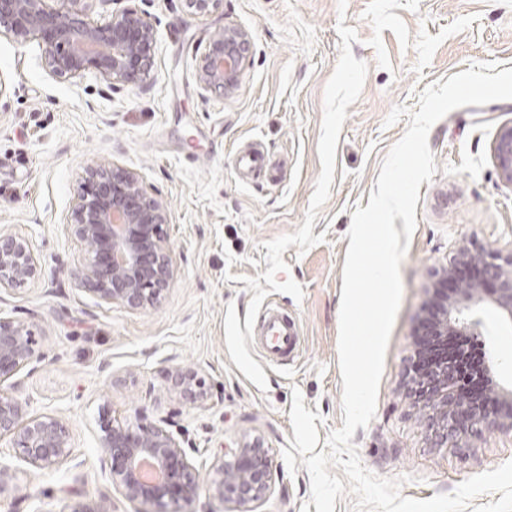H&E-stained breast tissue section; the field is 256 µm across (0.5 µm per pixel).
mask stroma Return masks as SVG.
<instances>
[{
  "mask_svg": "<svg viewBox=\"0 0 512 512\" xmlns=\"http://www.w3.org/2000/svg\"><path fill=\"white\" fill-rule=\"evenodd\" d=\"M124 6L157 28L155 78L145 85L111 90L91 74L59 81L36 45L0 37V231L25 237L41 261L36 279L0 291V317L27 326L38 354L0 390L30 401L31 413L60 417L70 433L66 456L44 470L0 439L11 474L0 512L101 502L140 512L99 448L107 421L138 411L183 432L200 468L246 441L267 448L275 486L251 512H301L310 475L292 445V392L321 415L324 451L344 418L339 310L352 214L368 206L410 122L385 120L471 64L512 69V0H217L204 15L186 0H109L94 17ZM225 26L248 33V62L236 89L207 92L196 79L200 54ZM509 124L512 100H503L453 110L429 132L437 171L419 188L376 413L352 438L365 468L403 478L408 498L453 492L512 461L510 431L467 448L435 445L402 394L423 311L438 299L433 270L465 244L512 253V184L492 156ZM252 142L264 162L240 172L235 158ZM96 158L138 171L170 213L174 281L143 310L101 302L71 277L86 255L67 222ZM270 302L299 325V350L283 362L252 340ZM484 320L495 381L512 389V326L490 311ZM177 368L205 379L206 400L175 387Z\"/></svg>",
  "mask_w": 512,
  "mask_h": 512,
  "instance_id": "1",
  "label": "stroma"
}]
</instances>
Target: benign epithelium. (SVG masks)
Wrapping results in <instances>:
<instances>
[{
  "instance_id": "7a95c632",
  "label": "benign epithelium",
  "mask_w": 512,
  "mask_h": 512,
  "mask_svg": "<svg viewBox=\"0 0 512 512\" xmlns=\"http://www.w3.org/2000/svg\"><path fill=\"white\" fill-rule=\"evenodd\" d=\"M94 0H0V36L20 44L35 41L45 69L62 80L81 79L92 72L108 88L139 85L153 78L155 25L135 7L92 18ZM250 47L246 31L224 27L206 43L197 70L205 91H230L238 86ZM493 157L504 180L512 184V125L499 131ZM165 203L134 169L110 160L85 167L74 195L70 231L83 244L86 262L73 272L78 285L105 303L143 309L156 301L173 279L164 226ZM41 264L28 241L0 233V288L13 289L34 279ZM444 300L424 318L431 336L447 340L458 332L480 336L482 312L494 310L512 325V253L504 256L485 248H462L435 274ZM35 356L33 336L25 326L0 318V381L29 366ZM175 383L198 399L208 396L196 374L175 371ZM406 390L426 412L440 445L464 448L474 432L512 431V390L498 396L509 400L508 411L480 399L462 396L455 362L444 355L427 375L409 374ZM9 436L18 455L43 470L66 454L69 433L55 416L29 415V402L0 390V437ZM111 460L112 483L131 501L151 503L156 512L188 503L203 491L239 506L256 503L271 492L275 476L268 450L256 445L236 449L231 460L215 457L212 478L199 481L181 442L164 419L147 423L140 415L108 427L100 439Z\"/></svg>"
}]
</instances>
